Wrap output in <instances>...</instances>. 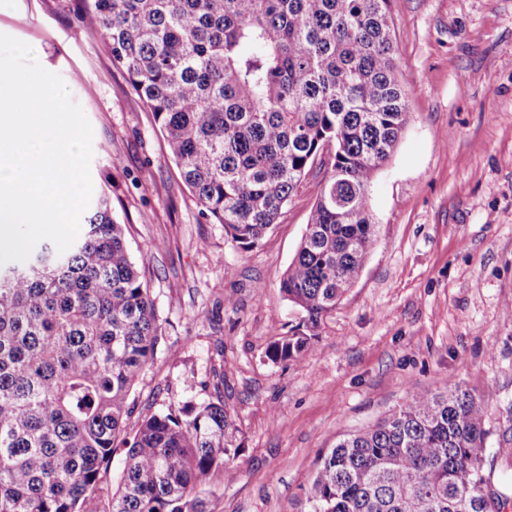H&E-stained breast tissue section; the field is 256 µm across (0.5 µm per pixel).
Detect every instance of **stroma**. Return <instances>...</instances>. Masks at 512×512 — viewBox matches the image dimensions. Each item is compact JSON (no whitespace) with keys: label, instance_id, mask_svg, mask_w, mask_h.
Masks as SVG:
<instances>
[{"label":"stroma","instance_id":"obj_1","mask_svg":"<svg viewBox=\"0 0 512 512\" xmlns=\"http://www.w3.org/2000/svg\"><path fill=\"white\" fill-rule=\"evenodd\" d=\"M390 8L410 117L369 188L375 247L306 358L275 363L270 346L302 320L280 280L322 172L273 232L236 248L201 215L75 0H0V33L61 76L92 126L93 192L126 225L162 326L129 428L187 403L224 404L236 477L212 484L207 512H307L327 450L445 380L488 396V447L512 441V0Z\"/></svg>","mask_w":512,"mask_h":512}]
</instances>
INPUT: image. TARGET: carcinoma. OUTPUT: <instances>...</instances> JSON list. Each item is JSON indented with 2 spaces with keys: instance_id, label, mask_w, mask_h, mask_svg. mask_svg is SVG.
<instances>
[{
  "instance_id": "obj_1",
  "label": "carcinoma",
  "mask_w": 512,
  "mask_h": 512,
  "mask_svg": "<svg viewBox=\"0 0 512 512\" xmlns=\"http://www.w3.org/2000/svg\"><path fill=\"white\" fill-rule=\"evenodd\" d=\"M389 0H77L163 134L202 214L235 247L268 234L335 144L280 290L304 313L274 342L301 362L375 243L368 186L409 119ZM162 336L112 218L94 202L70 252L43 245L0 268V512H206L203 486L235 471L224 403L153 413L129 396ZM487 400L459 385L415 393L345 435L305 489L308 512H502L484 455ZM126 449L112 497L99 493Z\"/></svg>"
}]
</instances>
